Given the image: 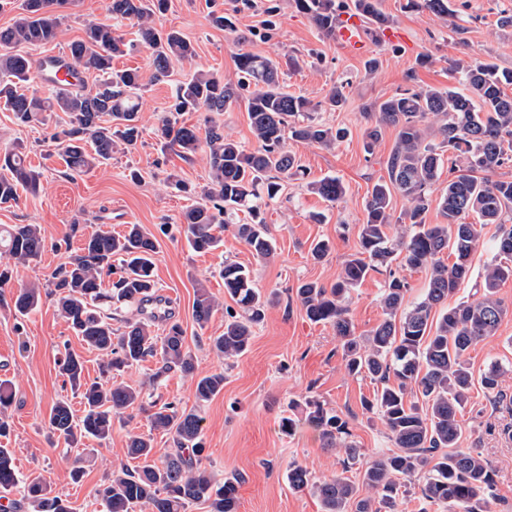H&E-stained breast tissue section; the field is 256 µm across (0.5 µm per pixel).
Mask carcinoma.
<instances>
[{
	"label": "carcinoma",
	"instance_id": "carcinoma-1",
	"mask_svg": "<svg viewBox=\"0 0 512 512\" xmlns=\"http://www.w3.org/2000/svg\"><path fill=\"white\" fill-rule=\"evenodd\" d=\"M292 2L322 36L333 37L341 0ZM64 3L23 0L24 15L12 26L0 28V105L23 125L42 122L46 112L67 113L68 127L54 133L52 140L62 146L68 170L79 174L111 160L112 148L118 144L130 150L137 147L144 83L137 70L112 67V57L123 52L126 43L112 24L91 20L85 23L83 36L68 44L65 56L51 62V67L76 75V81L53 87L48 97L21 90L33 62L11 48L56 41L61 17L55 6ZM407 6L445 20L451 14L450 0H408ZM352 7L377 29L389 23L377 0H352ZM166 9L167 0H110L108 5L113 19L133 22L137 42L151 50L152 83L169 81L172 60L189 61L195 56L194 47L179 32H162L153 25L152 17ZM237 67L239 78L234 83L202 71L178 83L169 113L162 119L161 136L188 159L200 150L208 159L210 183L201 190L204 201L183 214L190 248L198 253L215 249L219 243L215 228L227 226L235 212L245 210L251 222L235 225V233L254 255L266 259L276 246L265 225L262 202L279 195L282 181L304 174L287 140L321 147L343 141L348 130L326 125L315 113L342 107L346 96L341 84L316 104L285 92L278 65L248 52L238 55ZM448 72L457 85L407 87L365 106L366 153H374L384 128L397 132L385 162L387 177L368 191L358 241L336 282L329 287L303 282L295 291L311 322L334 328L348 373L365 374L380 384L372 398L364 400V407L378 416L395 445L393 450L367 455L346 441L347 421L325 403L307 397L295 404L303 420L284 417L281 429L291 434L304 422L321 434L326 446L346 455L343 473L322 480L314 479L299 463L288 467L289 486L313 492L323 512H347L352 502L355 512H398L401 488L417 477L423 479L421 494L427 504L422 512L432 505H449L455 512H488L493 487L489 464L474 451L457 447V442L459 414L474 381L466 354L473 345L495 336L505 309L494 294L500 282L512 279V225L504 220L512 213V179L497 177L499 169L512 164V95L506 91L512 86V71L468 58L453 61ZM89 73L97 75L91 88L83 78ZM241 102L257 142L251 151L225 135L224 126L216 122L206 127L203 136L197 126L178 122L185 112H226ZM41 178V171L25 165L23 152L4 151L0 204L17 201L22 192L37 193ZM309 187L332 204L346 195L336 176L315 180ZM395 192L409 202L397 217L392 207ZM434 202L443 224L425 221ZM472 214L482 225H497L496 255L483 270L480 296L450 306L448 297L471 277V257L481 237L480 228L467 221ZM45 248L36 224L1 229L0 288L11 283L15 269L30 265ZM157 254L156 237L141 225L130 224L122 234L92 233L53 273L59 311L75 335L99 353L101 363L99 377L89 382L80 356L66 353L61 374L79 393L84 415L75 420L69 403L59 400L51 410L49 428L69 447L85 438L107 439L114 418L143 400V387L112 379L156 357L153 384H160L171 372L191 378L196 406L180 409L169 402L149 416L150 429L174 436V450L162 456L157 455L151 436L129 437L126 457L138 464L121 465L96 487L103 512H187L196 503L207 505L209 512H237L241 478L230 475L218 481L203 464L201 405L224 389V373H198L194 355L185 347V330L177 321L169 322L161 336L154 334L150 317L126 319L122 328H112V310L139 306L157 293ZM397 259L411 269L427 271L420 298L407 301L408 282L389 271L381 295L385 318L369 335H356L346 301L370 272ZM219 276L224 293L239 311H226L224 333L211 338L209 348L229 360L248 351L253 327L264 320L276 295L254 287L251 270L239 263H224ZM40 301L41 289L26 285L15 293L13 308L16 315L27 317ZM217 307L206 288L196 289L192 317L198 326H205ZM501 377V370L493 365L481 375L480 384L492 393ZM413 393L422 402L410 400ZM13 400L9 384L0 381V438L10 434L2 413ZM356 464L362 469L359 486L345 476ZM14 491L32 512H71L46 481L22 479L10 450L0 447V492Z\"/></svg>",
	"mask_w": 512,
	"mask_h": 512
}]
</instances>
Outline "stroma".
I'll return each mask as SVG.
<instances>
[{
    "label": "stroma",
    "instance_id": "35a3bbf8",
    "mask_svg": "<svg viewBox=\"0 0 512 512\" xmlns=\"http://www.w3.org/2000/svg\"><path fill=\"white\" fill-rule=\"evenodd\" d=\"M225 3L168 0L166 11L156 15V28L179 31L196 55L189 63L173 61L169 82L147 84L141 99V143L132 151L114 148L105 165L69 174L50 140L51 133L66 125V113L49 112L43 122L21 126L11 112L0 109V151L23 147L31 165L43 173L39 194L24 193L18 201L0 204V225H39L48 243L37 262L20 270L19 283L26 284L46 283L66 262V252L54 250L53 244L68 233L70 225H80L86 234L117 233L129 224L156 232L158 287L175 303V317L185 329V344L199 372H223L224 388L200 405L192 380L172 373L153 391L152 402L200 406L206 463L217 477H242L238 512H323L315 495L289 487V463H301L319 478L345 471L356 482L359 471L344 470L342 453L324 447L319 433L307 424H300L290 435L282 431V417L297 414L293 402L307 396L324 401L347 420L350 442L365 453L387 451L394 444L376 415L363 406L364 399L372 397L375 382L348 373L334 329L311 323L295 290L305 281L328 286L337 280L357 242L367 193L386 173L384 165L396 131L384 128L374 153H366L364 105L410 85L447 87L448 63L458 58H486L499 69L512 70V27L498 23L503 12L512 11V0H452L453 15L445 22L429 12L407 8V0H379L380 10L402 39L372 45L370 55L378 58L379 66L371 76L365 73L364 58L348 56L334 40L323 38L287 0H236L231 26L221 28L213 24L211 14L225 9ZM108 4L109 0H71L61 10L59 38L45 45L18 46V53L35 62L49 54H63L69 42L82 37L86 20H109ZM241 52L279 63L281 84L288 92L316 103L340 83L347 97L341 110L319 115L329 126L348 128L346 140L332 149L294 140L288 143L307 178L285 182L279 197L265 209L269 231L277 241V253L268 259L254 256L230 227L221 231L224 244L218 250L199 254L189 248L181 220L198 197L175 190L167 177L173 174L200 188L209 181V166L204 154L186 159L161 143V120L168 113L176 83L197 70L236 79ZM423 52L431 53L434 62L420 68L416 58ZM134 169L140 170L141 180L131 179ZM325 176L339 177L346 185L342 202L330 204L307 188V181ZM321 239L329 241L330 251L316 262L310 248ZM227 261L249 267L262 292L278 294L264 320L254 327L249 350L230 360L218 358L208 347L209 337L224 331L223 312H215L202 327L192 319L198 286L223 297L219 270ZM387 277L383 268L370 272L352 291L347 308L357 334H369L383 320L381 291ZM17 285L0 288V356L9 361L0 379L9 383L14 394L7 411L11 433L0 440V446L11 450L21 476L45 479L54 494L69 501L73 512H102L94 490L115 466L126 462L129 436L152 434L162 454L173 449V438L151 431L146 412L134 409L114 423L107 440L87 439L77 448L53 443L48 429L53 405L64 398L74 412L83 409L80 397L63 382L61 358L68 350L79 355L91 380L99 374V355L74 336L51 293H43L38 311L16 318ZM496 297L506 309L498 331L472 348L468 359L474 376L496 363L505 375L498 392H487L478 384L472 387L460 417L458 445L480 452L490 464L494 480L490 512H512V441L504 438L505 430L512 429V279L499 284ZM77 462L85 473L76 482L70 472Z\"/></svg>",
    "mask_w": 512,
    "mask_h": 512
}]
</instances>
